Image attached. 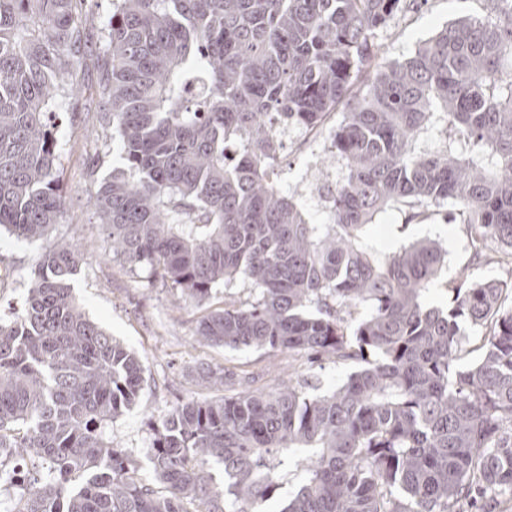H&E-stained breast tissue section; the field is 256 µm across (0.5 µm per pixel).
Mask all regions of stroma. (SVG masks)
Masks as SVG:
<instances>
[{"label": "stroma", "instance_id": "stroma-1", "mask_svg": "<svg viewBox=\"0 0 512 512\" xmlns=\"http://www.w3.org/2000/svg\"><path fill=\"white\" fill-rule=\"evenodd\" d=\"M489 10L487 0H426L422 6L409 5L381 35L376 63L384 68L403 61L448 23L483 16ZM342 120L343 114L338 111L326 128L312 132L289 129L276 166V187L301 205L312 224L328 223L330 201L324 187L336 184L344 174L342 161L329 151V130ZM54 133L65 204L46 239L30 242L0 231V320L12 319L21 312L27 277L49 244L63 240L79 244L81 261L71 279L75 298L87 317L144 363L146 382L138 401L110 427L114 445L132 453L142 477L153 475L148 448L152 421L158 420L174 401L192 397L194 387L189 375L199 367L224 366L234 372L239 390L268 389L278 379L298 372L311 378L323 393L341 385L355 371L356 365L350 361L310 365L281 352L231 350L196 343V321L205 308L243 302L247 291L218 287L201 306L179 291L149 285L142 273L130 271L107 250L105 228L90 204L98 184L125 167L118 148L109 144L111 131L102 121L96 99L87 94L62 106ZM423 238L440 241L448 251V262L439 280L424 295L427 306L447 307L450 288L463 278H512L511 268L473 258L464 225L447 224L438 218L410 224L400 206L388 208L367 225L360 245L381 259Z\"/></svg>", "mask_w": 512, "mask_h": 512}]
</instances>
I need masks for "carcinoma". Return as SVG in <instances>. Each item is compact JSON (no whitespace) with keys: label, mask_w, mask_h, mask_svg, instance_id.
<instances>
[{"label":"carcinoma","mask_w":512,"mask_h":512,"mask_svg":"<svg viewBox=\"0 0 512 512\" xmlns=\"http://www.w3.org/2000/svg\"><path fill=\"white\" fill-rule=\"evenodd\" d=\"M406 0H116L103 28L99 110L124 174L92 197L107 246L132 269L204 304L239 284L248 301L206 309L194 340L355 361L340 387L302 378L219 398L231 373H193L197 397L153 425L143 480L108 426L144 386L140 358L72 295L76 245H50L24 307L0 321V469L23 483L0 512H457L474 490L512 499V296L497 280L423 294L448 261L436 240L383 259L359 239L392 202L407 221L455 207L473 255L512 258V0L448 24L369 76L378 34ZM93 24L77 0H0V229L43 239L61 212L59 101L75 98ZM330 132L345 175L331 223L310 224L271 174L280 125ZM443 145L418 154L432 115ZM483 332L458 363L460 322ZM224 466V487L209 468Z\"/></svg>","instance_id":"obj_1"}]
</instances>
